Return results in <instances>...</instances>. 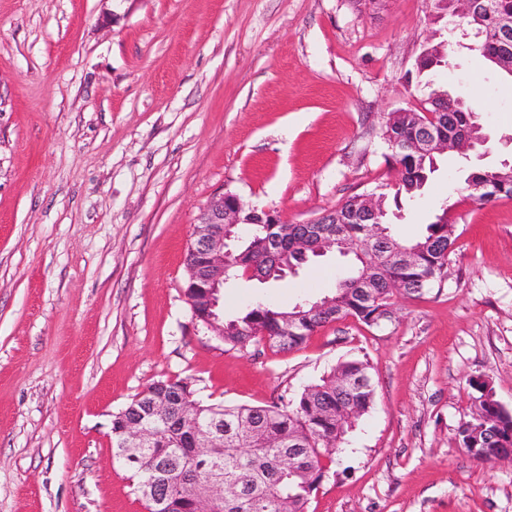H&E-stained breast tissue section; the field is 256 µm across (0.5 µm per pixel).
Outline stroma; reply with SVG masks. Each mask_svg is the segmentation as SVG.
<instances>
[{
  "label": "stroma",
  "mask_w": 512,
  "mask_h": 512,
  "mask_svg": "<svg viewBox=\"0 0 512 512\" xmlns=\"http://www.w3.org/2000/svg\"><path fill=\"white\" fill-rule=\"evenodd\" d=\"M453 65L419 75L423 45ZM467 92L512 162V80L431 0H0V512H145L113 456V413L159 379L227 405L285 403L367 359L375 401L309 512H512V462L458 428L488 380L512 412V200L467 199L439 157L394 231L455 202L439 290L346 317L298 349L232 350L192 321L185 257L202 209L233 193L300 224L392 183L384 116L433 88ZM350 260L224 290L233 317L332 292Z\"/></svg>",
  "instance_id": "stroma-1"
}]
</instances>
